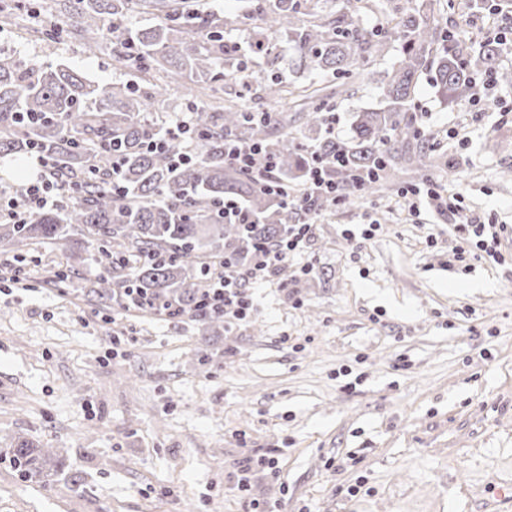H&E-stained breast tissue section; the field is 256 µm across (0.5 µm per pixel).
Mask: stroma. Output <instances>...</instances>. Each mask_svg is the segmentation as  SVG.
Returning <instances> with one entry per match:
<instances>
[{
    "instance_id": "stroma-1",
    "label": "stroma",
    "mask_w": 512,
    "mask_h": 512,
    "mask_svg": "<svg viewBox=\"0 0 512 512\" xmlns=\"http://www.w3.org/2000/svg\"><path fill=\"white\" fill-rule=\"evenodd\" d=\"M206 7L239 16L226 37L254 71L332 94L342 141L400 56L390 44L341 91L334 74L297 72L285 37L252 40V0ZM434 23L475 46L489 25L512 29V12L451 0ZM0 54L60 61L102 85L137 76L114 68L111 43L88 54L19 12L0 19ZM416 102L423 165L313 214L303 253L248 289L251 317L218 332L88 303L99 266L61 283L57 251L38 246L30 278L0 285V451L26 440L57 449L61 466L41 487L1 460L0 512H242L236 471L270 450L280 475L256 471L251 492L280 512H512L492 478L512 463V86L449 104L426 75ZM424 184L504 225L506 263L449 265L448 215L424 198L410 212L401 196Z\"/></svg>"
}]
</instances>
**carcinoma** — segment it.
I'll return each mask as SVG.
<instances>
[{"instance_id": "1", "label": "carcinoma", "mask_w": 512, "mask_h": 512, "mask_svg": "<svg viewBox=\"0 0 512 512\" xmlns=\"http://www.w3.org/2000/svg\"><path fill=\"white\" fill-rule=\"evenodd\" d=\"M319 0H268L261 7L262 29L294 43L298 69L330 71L352 84L367 75L366 62L382 56L393 42L401 57L381 81L382 106L355 115L353 136L339 142L322 128V113L334 108L329 98L298 89L306 113L308 135L295 141L275 131L288 117L275 112L252 113L229 106L209 111L186 99L198 135L194 153L185 154L164 114L154 109L153 95L136 84L101 86L79 71L58 64L37 66L13 56L0 57V156L37 152L46 157L56 176L75 193L57 206L31 213L22 224H0V254L16 263L37 245L59 249L65 262L59 279L95 263L101 266L88 297L133 307L130 292L153 302L141 311L176 318L189 315L208 325L224 324V313L197 308L210 271L229 256L249 267L261 245L272 247L288 236V209L257 173L224 162V140L258 143L276 162V173L290 188L303 185L313 156L338 157L342 164L327 168L344 199L359 191H377L403 165H420L423 156L406 147L421 138L415 126V92L421 75L433 72L438 94L460 102L473 89L485 64L499 50L484 40L468 52L458 39L431 21L440 0H420L401 11L392 26L365 29L351 20L299 24V16ZM157 12L158 22L132 30L117 20L133 8ZM64 25H51L48 35L60 38L75 31L86 52L112 42L113 65L137 69L144 81L164 73L165 86L181 87L193 77L218 98L224 74L257 79L243 55L224 44V31L238 23L235 16L206 10L201 0H55ZM265 97L278 103L282 82H259ZM162 144L151 151L149 142ZM357 176L365 177L360 184ZM241 203L249 224H226L217 205L224 198ZM9 460L22 478L49 482L59 464L53 448L22 441L9 449Z\"/></svg>"}]
</instances>
